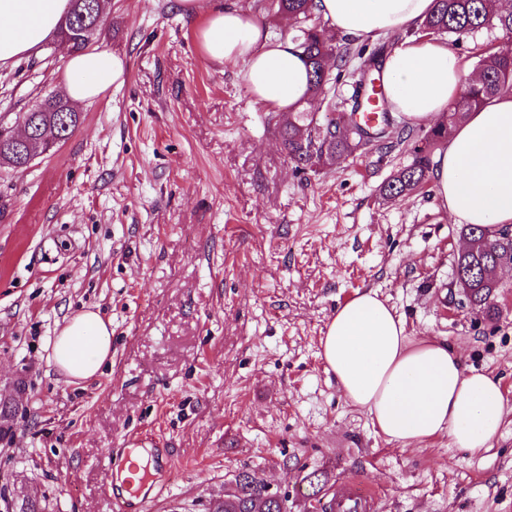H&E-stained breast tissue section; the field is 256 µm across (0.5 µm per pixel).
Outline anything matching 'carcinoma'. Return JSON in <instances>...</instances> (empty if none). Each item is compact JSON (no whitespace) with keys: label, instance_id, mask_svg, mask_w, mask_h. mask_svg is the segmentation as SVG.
I'll return each instance as SVG.
<instances>
[{"label":"carcinoma","instance_id":"obj_1","mask_svg":"<svg viewBox=\"0 0 512 512\" xmlns=\"http://www.w3.org/2000/svg\"><path fill=\"white\" fill-rule=\"evenodd\" d=\"M276 14L287 17L295 32L293 40L309 67L308 100L325 93L333 75L331 59L344 63L336 32L313 19L314 0H271ZM99 4L96 0H70V10L59 32L60 40L71 43L74 52L86 51L101 29L96 21ZM498 29L512 41V12H496L488 7V0H434L431 14L422 22L421 29L436 35L461 37L475 31ZM481 80L467 84L459 98L448 108L446 119L439 120L415 142L412 163L397 170L381 187L384 197L403 199L423 187L430 180V154L448 139V130L464 122L474 108L490 103L500 93L512 89V52L507 46L492 48L478 62ZM361 103L356 101L352 112L327 113L322 118L314 112L299 110L288 113V120L280 129L281 144L296 167L305 169L314 165H331L336 160L355 153L364 145L380 140L391 125L388 100L382 101L383 123L369 128L356 119ZM33 129L63 133L69 137L82 123L83 115L66 107L59 95H47L28 111ZM24 150L7 140H0V162L14 169H24ZM466 246L456 260V282L467 286L466 299L477 306L492 307L497 281L484 276V269L498 261H512V247L507 249L482 226L462 230ZM312 493L308 506L321 504L320 494L328 483L326 475L313 471L303 477ZM233 491L224 494V500L211 506L210 512H283L280 501L267 498L262 481L248 469L239 472Z\"/></svg>","mask_w":512,"mask_h":512}]
</instances>
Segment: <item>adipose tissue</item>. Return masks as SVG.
<instances>
[{
    "mask_svg": "<svg viewBox=\"0 0 512 512\" xmlns=\"http://www.w3.org/2000/svg\"><path fill=\"white\" fill-rule=\"evenodd\" d=\"M433 0H315L316 12L352 38L418 28ZM69 0H0V67L15 64L52 40ZM200 49L216 62L243 66L253 102L273 112L306 101L308 73L291 40L270 39L236 0H215L198 30ZM65 94L74 103L98 99L123 83L126 66L107 50L64 57ZM392 111L412 123L440 118L468 74L446 44L407 39L382 70ZM433 192L453 223L490 230L512 224V92L453 127L436 159ZM324 370L339 391L367 411L389 440L423 444L448 434L470 453L489 448L504 410L501 384L469 369L446 342L410 341L402 319L377 291L357 292L339 305L321 338ZM66 383L85 381L112 362V323L83 311L65 321L48 356Z\"/></svg>",
    "mask_w": 512,
    "mask_h": 512,
    "instance_id": "obj_1",
    "label": "adipose tissue"
}]
</instances>
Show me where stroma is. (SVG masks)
I'll return each instance as SVG.
<instances>
[{
  "mask_svg": "<svg viewBox=\"0 0 512 512\" xmlns=\"http://www.w3.org/2000/svg\"><path fill=\"white\" fill-rule=\"evenodd\" d=\"M92 46L125 82L23 171L0 167V512H113L105 451L168 449L169 481L144 512H208L255 470L304 512L315 470L376 493L372 512H512V269L493 312L456 285L460 225L432 189L386 200L404 143L299 169L283 115L254 103L242 67L203 58L176 0H108ZM354 40L310 112H347L364 60ZM63 45L0 70V114L62 93ZM373 289L411 339L447 341L499 378L505 412L484 453L448 436L410 449L377 432L326 374L320 341L338 304ZM112 322V366L64 384L48 360L65 320Z\"/></svg>",
  "mask_w": 512,
  "mask_h": 512,
  "instance_id": "1",
  "label": "stroma"
}]
</instances>
